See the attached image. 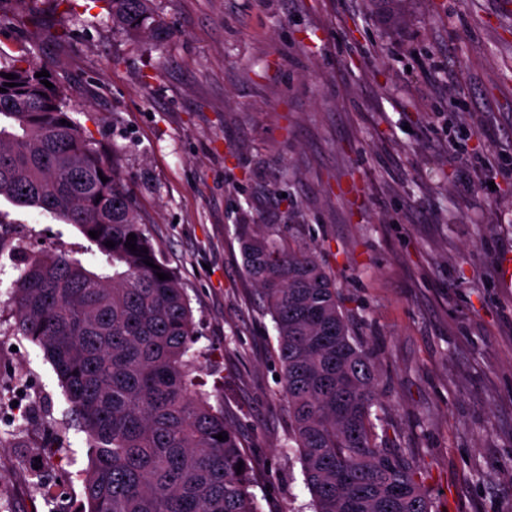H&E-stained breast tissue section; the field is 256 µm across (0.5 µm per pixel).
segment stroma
I'll return each instance as SVG.
<instances>
[{
    "mask_svg": "<svg viewBox=\"0 0 512 512\" xmlns=\"http://www.w3.org/2000/svg\"><path fill=\"white\" fill-rule=\"evenodd\" d=\"M502 0H155L162 47L92 0L16 10L0 50L33 49L117 159L194 318L200 390L238 432L261 512H312L288 446L276 332L241 241L314 249L378 370L386 447L436 512H512V11ZM0 512L84 502L89 459L58 377L15 328L26 257H82L71 224L0 200Z\"/></svg>",
    "mask_w": 512,
    "mask_h": 512,
    "instance_id": "obj_1",
    "label": "stroma"
}]
</instances>
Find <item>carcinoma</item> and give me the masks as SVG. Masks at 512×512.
I'll list each match as a JSON object with an SVG mask.
<instances>
[{
    "label": "carcinoma",
    "mask_w": 512,
    "mask_h": 512,
    "mask_svg": "<svg viewBox=\"0 0 512 512\" xmlns=\"http://www.w3.org/2000/svg\"><path fill=\"white\" fill-rule=\"evenodd\" d=\"M93 2L128 35L167 40L153 0ZM43 70L27 48L0 62V198L76 226L93 248L88 261L32 257L7 294L86 434L82 512H260L239 435L193 394L190 301L158 259L117 163L71 116L67 89L41 83ZM6 74L16 86H4ZM131 233L135 252L125 247ZM242 246L277 332L290 441L314 512H434L412 458L378 442L375 363L352 336L336 281L302 244L259 232Z\"/></svg>",
    "instance_id": "cac0c4a2"
}]
</instances>
